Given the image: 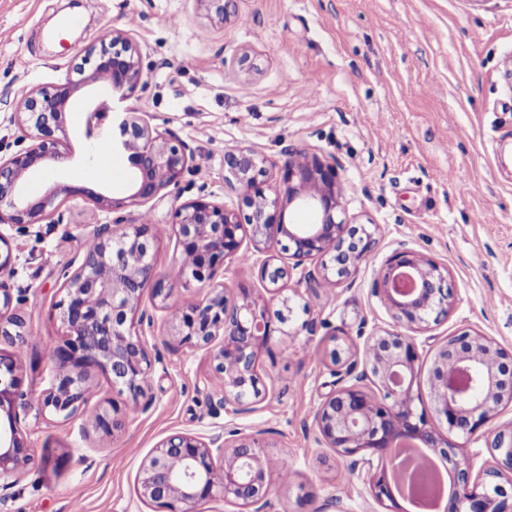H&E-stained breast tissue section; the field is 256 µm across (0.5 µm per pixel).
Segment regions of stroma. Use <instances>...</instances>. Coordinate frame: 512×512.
<instances>
[{"instance_id": "1", "label": "stroma", "mask_w": 512, "mask_h": 512, "mask_svg": "<svg viewBox=\"0 0 512 512\" xmlns=\"http://www.w3.org/2000/svg\"><path fill=\"white\" fill-rule=\"evenodd\" d=\"M104 29L131 33L142 49L148 86L127 107L175 132L198 160L144 209L102 210L77 195L61 204V223L0 225L29 332L24 390L37 395L51 383L63 334L59 274L94 228L149 217L162 233L155 266L166 272L179 256L178 205L201 195L237 204L224 181L230 148L267 158L268 196L289 153L336 161L344 218L378 225L381 241L340 285L314 292L290 282V319L259 352L265 397L246 414L213 411L207 392L221 380L208 355L176 347L154 309L153 326L142 329L157 357L148 410L100 437L87 417L120 394L95 376L85 415L31 428L36 464L5 490L7 512H71L76 501L83 512H152L136 492L140 464L175 431L259 440L272 464L271 512H380L365 478L316 443L307 414L348 382L330 359L334 345L350 354L371 333L396 329L373 288L400 248L446 265L456 296L447 321L415 335L420 393L428 354L449 335L478 331L512 349V0H237L222 22L203 0H0V153L27 145L14 119L22 92L64 82L82 62L77 47ZM67 126L68 164L34 175L31 192L57 184L125 192L126 154L113 175L89 161L80 113L68 114ZM311 317L312 335L301 328Z\"/></svg>"}]
</instances>
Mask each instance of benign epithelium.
Wrapping results in <instances>:
<instances>
[{
  "instance_id": "1",
  "label": "benign epithelium",
  "mask_w": 512,
  "mask_h": 512,
  "mask_svg": "<svg viewBox=\"0 0 512 512\" xmlns=\"http://www.w3.org/2000/svg\"><path fill=\"white\" fill-rule=\"evenodd\" d=\"M78 78L28 90L18 100L17 122L31 144L0 156V224L23 227L53 224L59 196L81 194L100 208L144 207L162 190L176 187L196 162V151L171 130L151 127L135 112L119 123L116 144L129 153L133 175L127 195L107 196L88 187L55 186L40 197L28 190V177L51 171L70 160L66 147V114L79 106L88 138L108 132L102 117L114 112L146 84L141 50L120 30L83 49ZM88 89L76 102L75 94ZM225 181L241 190L239 203L228 207L206 196L181 203L175 210L178 263L161 274L154 266L160 238L156 225L103 224L93 232L95 247L82 249L78 260L61 274L56 304L64 329L55 350L57 371L50 388L34 398L22 388L18 372L26 341L25 317L13 305L5 278L12 271V252L0 234V335L12 347L0 352V490L10 488L34 464L25 419L53 417L68 421L93 398L92 374H100L124 395L99 406L95 430L113 436L134 412H144L148 380L155 359L139 333L153 316L143 305L145 291L160 303L172 325L173 341L205 350L222 385L215 410L251 412L261 401L257 372L259 347L274 331L266 308L245 288L213 283L228 258L262 256L264 290L277 297L293 272L298 281L316 286L350 279L379 246L375 224L351 225L336 219L343 182L334 162L304 152L288 159L283 186L267 197L259 187L267 159L249 147L224 153ZM297 203L320 214L317 224H287L284 211ZM293 263H275L274 246ZM329 257L315 270L305 262ZM197 282L208 285L202 299L188 305L169 302L175 288ZM374 294L393 311L400 331L368 337L362 358L333 363L344 368L350 384L330 393L314 410L315 440L334 449L352 472H366L371 496L385 512H401L389 472L393 450L401 443H421L448 461L454 491L443 512H512V424L487 438L490 460L475 474L457 459V448L443 431L468 437L478 434L503 409L512 407V350L493 337L464 331L446 338L432 356L429 375L431 407L414 391L420 353L414 333L448 319L456 302L448 268L414 249H397L377 270ZM373 383L377 392L367 388ZM382 468L374 467V460ZM268 466L258 441L202 437L175 432L144 458L138 495L155 512H197V505L216 495L237 512H270Z\"/></svg>"
}]
</instances>
